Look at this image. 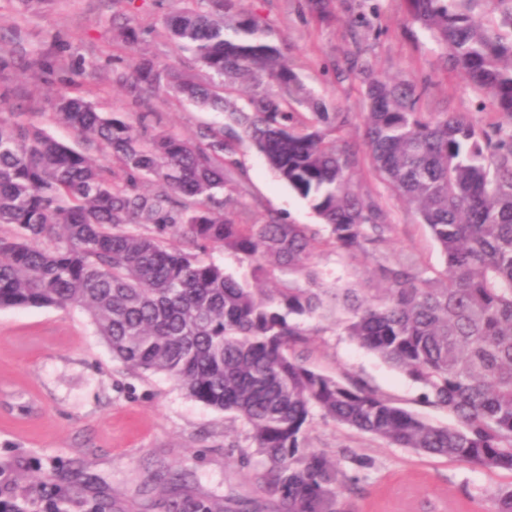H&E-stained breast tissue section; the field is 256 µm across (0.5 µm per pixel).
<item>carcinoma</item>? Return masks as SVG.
Here are the masks:
<instances>
[{"label": "carcinoma", "mask_w": 512, "mask_h": 512, "mask_svg": "<svg viewBox=\"0 0 512 512\" xmlns=\"http://www.w3.org/2000/svg\"><path fill=\"white\" fill-rule=\"evenodd\" d=\"M182 2L159 35L199 73L142 55L120 82L135 102L163 94L225 114L193 140L141 136L124 114L99 111L86 92L99 64L65 56L56 34L32 66L67 87L56 122L107 158L77 150L11 106L9 83L23 73L0 48V310H79L128 368L234 413L286 512H345L343 472L299 452L315 410L394 447L512 472V0H406L445 67L489 103L486 125L422 112L413 82L361 67L360 141L337 136L351 114L325 111L258 14L239 0ZM143 33L127 22L114 39L132 47ZM244 145L320 223L255 222L239 210ZM363 170L426 225L444 260L434 276L415 255L380 254L398 225L360 191ZM318 247L372 260L383 287L325 284ZM214 248L239 255L241 270L207 260ZM335 310L348 336L457 424L436 425L300 359L304 322ZM493 512H512V485Z\"/></svg>", "instance_id": "1"}]
</instances>
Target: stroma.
I'll list each match as a JSON object with an SVG mask.
<instances>
[{"mask_svg": "<svg viewBox=\"0 0 512 512\" xmlns=\"http://www.w3.org/2000/svg\"><path fill=\"white\" fill-rule=\"evenodd\" d=\"M181 0H50L37 13L18 11L0 0V45L34 52L60 33L69 55L97 60L100 69L90 98L100 111L149 117L144 135L170 131L189 138L224 116L174 97L137 105L116 78L113 59L130 50L113 39L125 18L147 28L138 50L158 64L186 70L196 65L156 36L163 17ZM260 15L289 64L329 110L352 113L344 135L361 138L366 112L363 89L351 65L407 79L427 89L426 112H458L481 124L482 100L460 76L445 69L440 51L406 16L401 0H334L332 15H311L304 0H242ZM56 85L23 81L15 103L31 108L35 122L58 140L100 155L51 123ZM245 171L242 208L252 218L276 213L294 224L316 218L306 203L276 177L256 151L237 156ZM364 193L392 212L398 232L383 247L391 260L417 255L431 271L441 269L440 252L427 228L369 178ZM327 282L369 287L361 267L340 251L316 252ZM312 336L298 352L328 375L360 380L378 393L439 425H455L444 408L421 403V386L346 335L336 315L308 323ZM306 450L324 453L346 475L340 500L347 512H491L493 495L512 484V473L486 470L445 457L397 448L314 414ZM267 465L232 413L187 395L162 374H141L113 359L90 320L76 310H0V486L33 500L57 494L70 512H280L281 495L269 491Z\"/></svg>", "mask_w": 512, "mask_h": 512, "instance_id": "1", "label": "stroma"}]
</instances>
